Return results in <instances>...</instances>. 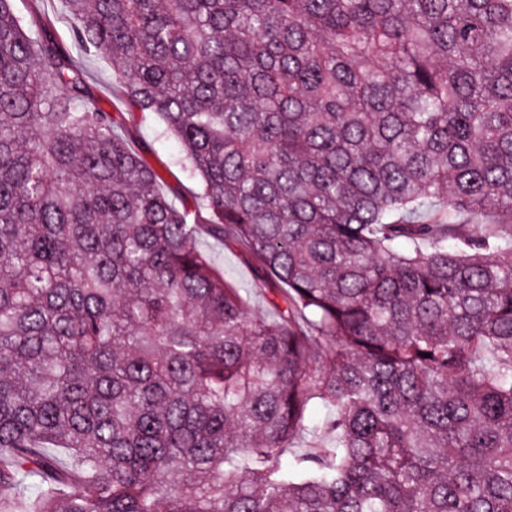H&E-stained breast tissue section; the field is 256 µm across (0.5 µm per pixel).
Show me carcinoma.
<instances>
[{"label": "carcinoma", "mask_w": 512, "mask_h": 512, "mask_svg": "<svg viewBox=\"0 0 512 512\" xmlns=\"http://www.w3.org/2000/svg\"><path fill=\"white\" fill-rule=\"evenodd\" d=\"M62 2L129 112L0 0V512H512V0ZM78 62L87 73L89 85L98 106L112 112L118 117L122 112H128L121 102L118 83L112 75V63L93 55H82ZM128 128L144 160L163 177V190L177 196L180 204L191 208L200 207L199 179L182 160L175 141L162 134L157 117L146 115L137 123L129 124ZM196 245L210 258L215 267L224 270L235 288H241V293L247 296L254 310H268L267 300L274 296L269 290H264V287H261L262 291L257 289L256 264L245 249L231 238L217 240L206 232H201L197 236Z\"/></svg>", "instance_id": "obj_1"}]
</instances>
